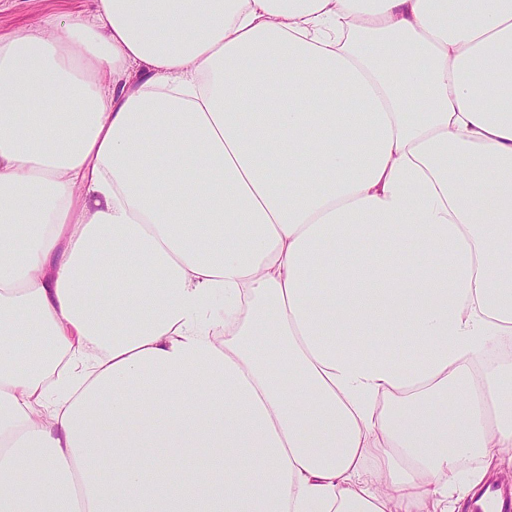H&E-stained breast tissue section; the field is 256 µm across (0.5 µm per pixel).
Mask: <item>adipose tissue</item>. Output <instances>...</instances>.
Instances as JSON below:
<instances>
[{"label":"adipose tissue","instance_id":"adipose-tissue-1","mask_svg":"<svg viewBox=\"0 0 512 512\" xmlns=\"http://www.w3.org/2000/svg\"><path fill=\"white\" fill-rule=\"evenodd\" d=\"M510 467L512 0L0 37V512H453Z\"/></svg>","mask_w":512,"mask_h":512}]
</instances>
